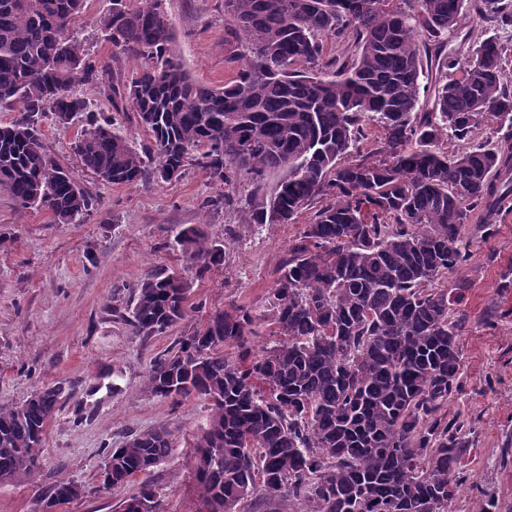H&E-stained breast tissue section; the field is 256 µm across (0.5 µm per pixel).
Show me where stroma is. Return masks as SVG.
I'll use <instances>...</instances> for the list:
<instances>
[{
  "instance_id": "1",
  "label": "stroma",
  "mask_w": 512,
  "mask_h": 512,
  "mask_svg": "<svg viewBox=\"0 0 512 512\" xmlns=\"http://www.w3.org/2000/svg\"><path fill=\"white\" fill-rule=\"evenodd\" d=\"M163 8L176 52L195 80L220 88L237 76L247 48L224 13V0H164ZM111 10L112 0H86L73 33L90 57L127 79L144 61L117 56L100 30V18ZM72 92L112 117L133 145L146 143L134 115L113 111L107 85L82 83ZM82 128L49 117L40 131L48 153L98 201L85 223L58 224L46 210H19L0 192V403L22 402L52 383L72 388L46 429L39 469L0 483V512H36L38 499L60 479L97 485L109 449L158 427L173 429L177 443L144 480L158 490L163 512H198L190 445L207 425L210 403L152 396L146 372L179 337L233 305L258 317L252 351L273 347L276 338L260 316L289 245L313 212L304 210L292 224L244 222L252 192L273 195L278 171L267 172L260 184L244 179L225 190L197 164L176 181L102 184L73 151ZM224 191L234 205L202 209L205 199ZM190 224L223 243L224 261L190 275L183 321L141 340L122 319L132 292L147 270H183L174 236ZM462 234L469 258L448 276L449 284L466 285L455 314L462 390L449 398L448 414L464 420L469 450L453 512H475L481 498L494 499V512H512V213L492 232L472 223ZM110 382L117 391L107 390Z\"/></svg>"
}]
</instances>
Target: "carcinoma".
Masks as SVG:
<instances>
[{"mask_svg":"<svg viewBox=\"0 0 512 512\" xmlns=\"http://www.w3.org/2000/svg\"><path fill=\"white\" fill-rule=\"evenodd\" d=\"M112 45L150 64L114 82L72 35L84 0H0V191L21 210L81 223L96 198L44 147L39 122L93 114L77 83L108 81L114 110L149 140L134 148L108 118L75 142L107 185L165 182L197 163L225 185L284 170L270 199L252 193L247 224H293L319 205L288 248L267 318L278 344L251 354L255 319L241 306L157 355L145 387L177 403L210 402L194 438L199 498L236 512L260 491L303 512H450L461 486L465 423L448 418L459 390L464 289L431 288L467 261L462 228L484 231L512 207V144L477 141L489 122L512 129V76L495 32H512V0H224L248 44L236 79L193 80L163 0H112ZM492 34L450 46L466 18ZM336 49L328 52L325 38ZM377 126L380 135L372 133ZM466 148L448 154L443 145ZM186 272L147 271L127 319L147 339L186 315L187 272L224 260V245L188 225L175 236ZM240 350L238 359L224 347ZM63 383L0 404V482L34 474ZM176 434L135 435L105 464L126 482L165 460ZM61 479L39 503L78 498ZM162 512L153 484L134 495Z\"/></svg>","mask_w":512,"mask_h":512,"instance_id":"obj_1","label":"carcinoma"}]
</instances>
